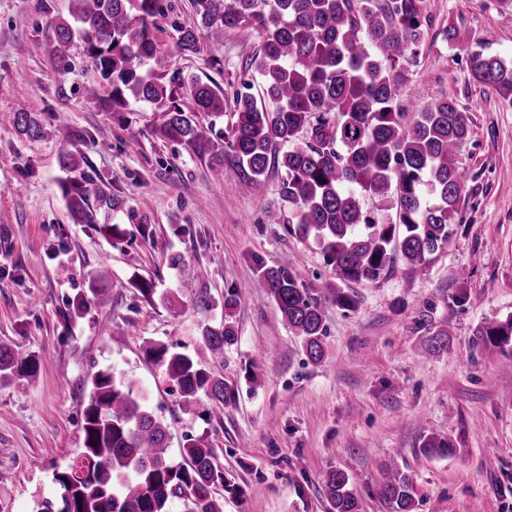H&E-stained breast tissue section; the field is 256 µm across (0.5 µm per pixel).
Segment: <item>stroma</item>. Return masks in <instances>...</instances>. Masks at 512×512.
<instances>
[{
	"label": "stroma",
	"mask_w": 512,
	"mask_h": 512,
	"mask_svg": "<svg viewBox=\"0 0 512 512\" xmlns=\"http://www.w3.org/2000/svg\"><path fill=\"white\" fill-rule=\"evenodd\" d=\"M162 3L155 69L213 82L232 97L262 30L246 23L222 45L190 54L178 37L195 21L192 0ZM424 4L431 24L420 57L406 66L407 88L414 108L449 98L470 117L458 156L463 221L447 251L413 279L397 272L355 286L353 310L326 304V356L314 365L257 275L288 253L307 283L333 276L313 242L267 223L268 211L292 210L279 171H269L258 194L232 157L219 175L208 157L158 140L150 105L133 100L113 117L83 43L72 42L61 62L45 49L70 19L69 0H0V114L25 93L46 130L26 140L0 125V345L39 361L34 377L0 383V512H32L37 500L58 498L52 473L81 448L89 380L108 367L164 419L171 457L185 436L208 438L241 489L225 496L224 512H329L322 481L333 469L348 474L361 512H387L380 488L395 463L416 474L415 512H512V346L473 342L481 322L512 315V105L474 83L466 53L480 45L512 59V0ZM451 26L454 45L442 35ZM104 129L108 150L99 144ZM75 130L90 172L123 202L113 216L127 230L123 244L70 220L58 156ZM173 254L191 268L192 287L180 288ZM99 272L105 294L75 312L74 296ZM135 275L153 281L156 300L130 287ZM230 288L249 298L236 311L237 343L217 360L203 351L199 330L221 322ZM171 293L178 299L170 307L161 298ZM428 308L450 339L438 354L414 330ZM119 323L121 336L113 333ZM148 340L185 345L237 385L235 404L205 420L183 413L164 368L144 356ZM248 368L257 388L243 378ZM427 435L447 438L448 452L422 454Z\"/></svg>",
	"instance_id": "1"
}]
</instances>
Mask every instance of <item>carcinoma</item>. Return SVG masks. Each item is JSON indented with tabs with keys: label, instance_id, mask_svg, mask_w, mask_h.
<instances>
[{
	"label": "carcinoma",
	"instance_id": "carcinoma-1",
	"mask_svg": "<svg viewBox=\"0 0 512 512\" xmlns=\"http://www.w3.org/2000/svg\"><path fill=\"white\" fill-rule=\"evenodd\" d=\"M74 24L57 26L50 55L65 57L79 36L92 66L105 81L112 113L133 98L159 113L155 134L210 155L212 168L224 171L231 152L254 191L266 187L270 168L282 174L281 196L293 206L286 231L318 246L336 275L315 288L304 284L295 257L277 266L259 267L267 298L278 308L288 330L300 339L313 364L325 357L323 306L357 307L353 284L373 283L401 263L413 278L451 241L464 202L465 176L456 156L469 137V118L448 99L435 100L421 112L401 104L408 81L403 62L420 55L425 38L424 0H192L197 23L181 28L180 47L197 50L207 41L220 44L240 25H258L263 44L241 78L244 91L233 97L235 121L224 132V146L211 143L207 128L176 103L175 89L155 70L142 71L157 56L153 32L160 0H70ZM475 80L494 87L512 102V63L474 51ZM260 93L250 92L254 78ZM194 110L224 115V95L193 77L188 85ZM17 134L40 139L45 128L25 100L5 116ZM309 141L287 148L300 132ZM60 166L66 172L61 189L70 219L93 224L115 240L126 229L110 223L121 201L101 180L86 171L77 151L65 148ZM375 198L384 221L370 219L363 199ZM100 275L88 291L72 301L75 310L104 293ZM246 292L224 294V320L205 325L200 343L215 357L237 342L235 310ZM415 329L429 351L448 349V331L435 325L432 312L415 318ZM474 342L501 349L512 345V315L486 321L474 331ZM144 355L165 367L179 391L181 408L191 411L206 398L222 410L236 400L237 388L213 374L182 346L151 342ZM38 361L0 347V378H29ZM82 448L87 473L67 466L55 471L60 512H170L173 500L183 512H224L218 489L231 495L240 488L224 474L214 448L203 436H186L181 460L168 454V428L133 383L111 368L90 380L82 410ZM415 474L394 466L387 470L381 495L389 512H414ZM323 495L332 512H358V497L341 470L327 473Z\"/></svg>",
	"mask_w": 512,
	"mask_h": 512
}]
</instances>
